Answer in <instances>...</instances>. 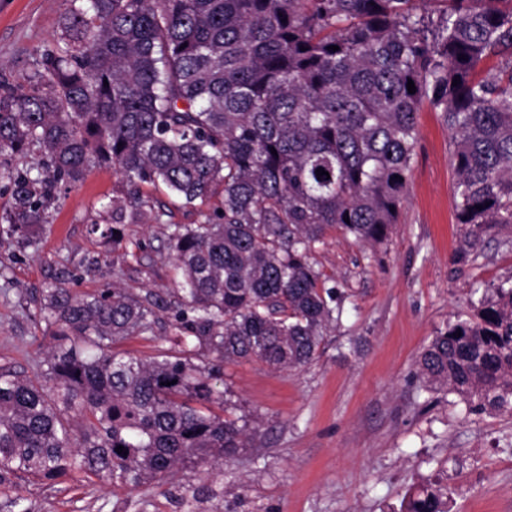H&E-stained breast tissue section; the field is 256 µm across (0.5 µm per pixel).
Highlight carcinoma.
<instances>
[{
  "label": "carcinoma",
  "instance_id": "cac0c4a2",
  "mask_svg": "<svg viewBox=\"0 0 512 512\" xmlns=\"http://www.w3.org/2000/svg\"><path fill=\"white\" fill-rule=\"evenodd\" d=\"M65 2L26 84L0 76L5 233L34 242L90 165L126 186L91 227L123 259L127 209L155 208L142 187L181 208L219 200L202 224L167 225L170 347L115 349L153 332L151 292L45 290L44 360L30 374L0 369V486L81 474L136 490L221 469L249 435L211 411L224 404L221 364L314 361L337 299L320 285L315 244L336 226L362 243L388 238L422 104L451 134L455 261L512 224V58L487 65L512 50V0ZM31 152L34 176L6 161ZM202 351L213 362L195 363ZM419 369L472 414H512V286L433 337ZM446 497L423 485L402 512H448Z\"/></svg>",
  "mask_w": 512,
  "mask_h": 512
}]
</instances>
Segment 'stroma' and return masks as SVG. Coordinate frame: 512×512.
<instances>
[{"label":"stroma","mask_w":512,"mask_h":512,"mask_svg":"<svg viewBox=\"0 0 512 512\" xmlns=\"http://www.w3.org/2000/svg\"><path fill=\"white\" fill-rule=\"evenodd\" d=\"M65 8L64 0H0V75L24 83ZM417 122L407 200L387 241L364 245L331 228L315 246L320 281L342 304L313 363L291 371L256 359L224 363L223 416L255 431L223 474L183 470L134 491L24 482L0 493V512H19L17 495L29 512H181L190 488L203 491L200 512H400L408 491L427 482L447 488L448 512H512V415L469 413L458 396L429 390L418 367L434 336L470 317L489 288L512 282V224L485 235L475 261L454 263L461 231L450 134L429 107ZM120 188L113 168L89 167L63 189L35 244L0 234V367L28 372L44 357L40 308L50 285L167 296L175 277L167 225L203 222L212 207L133 217L125 244L141 263L117 277L111 245L90 228ZM89 257L102 274H87Z\"/></svg>","instance_id":"obj_1"}]
</instances>
